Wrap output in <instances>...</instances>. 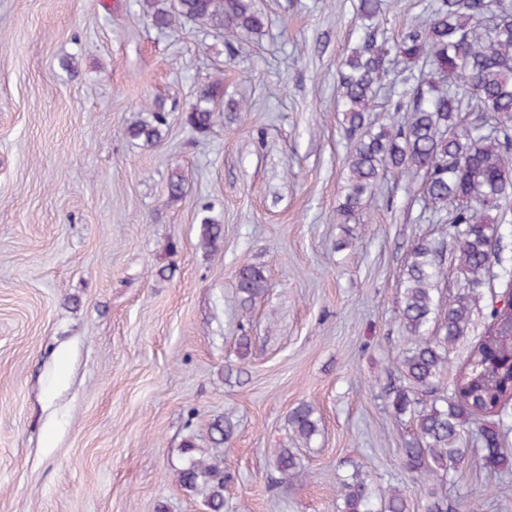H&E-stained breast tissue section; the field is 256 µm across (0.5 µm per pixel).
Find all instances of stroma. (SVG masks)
<instances>
[{
    "mask_svg": "<svg viewBox=\"0 0 512 512\" xmlns=\"http://www.w3.org/2000/svg\"><path fill=\"white\" fill-rule=\"evenodd\" d=\"M358 4L255 0L262 30L229 51L209 26L154 28L145 0H0V512H208L177 473L218 417L224 512H336L357 469L411 484L414 423L382 385L408 344L407 251L446 227L395 173L336 221ZM216 77L201 134L184 115ZM159 101L165 141L130 139ZM246 265L266 288L245 304ZM303 402L320 433L299 449L308 478L285 482L272 451ZM448 495L498 512L512 475L471 461Z\"/></svg>",
    "mask_w": 512,
    "mask_h": 512,
    "instance_id": "1",
    "label": "stroma"
}]
</instances>
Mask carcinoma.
<instances>
[{"label":"carcinoma","instance_id":"carcinoma-1","mask_svg":"<svg viewBox=\"0 0 512 512\" xmlns=\"http://www.w3.org/2000/svg\"><path fill=\"white\" fill-rule=\"evenodd\" d=\"M150 23L160 29L192 23L209 25L226 38L256 34L264 23L253 0H151ZM363 24L355 47L338 73L337 111L343 113L349 142L343 201L337 220L348 224L366 197L375 194L383 175L396 171L411 179L423 176L430 209L448 213L441 240L420 239L408 253L403 270L399 314L410 345L397 355L399 384L388 390L391 415L409 414L415 429L402 448L405 469L425 480V512H448L447 476L460 475L474 456L486 471H512V301L485 305V331L466 352L449 389L442 388L448 347L467 335L473 310L480 308L482 288L498 280L512 285V264L504 263L506 236L497 213L512 198V2L507 0H435L388 43L378 22V0H359ZM409 68L393 111L404 112L397 125H374L369 114L387 77L389 55ZM224 102L221 80L198 86L196 102L185 121L208 132L213 114ZM163 108L128 127L131 138L156 147L165 138ZM223 238V226L204 216L201 239L207 246ZM457 262L461 285L446 298L441 284L447 258ZM258 267L239 272L237 288L249 302L265 290ZM289 424L300 445L319 434L318 419L308 403L296 407ZM214 444L231 436L224 420L209 424ZM179 482L204 495L210 512L224 510V460L204 455L193 443ZM274 466L288 478L301 469L296 448L274 449ZM443 472L441 483L428 475ZM337 512H410L409 495L399 486H381L374 476L355 471L340 483Z\"/></svg>","mask_w":512,"mask_h":512}]
</instances>
